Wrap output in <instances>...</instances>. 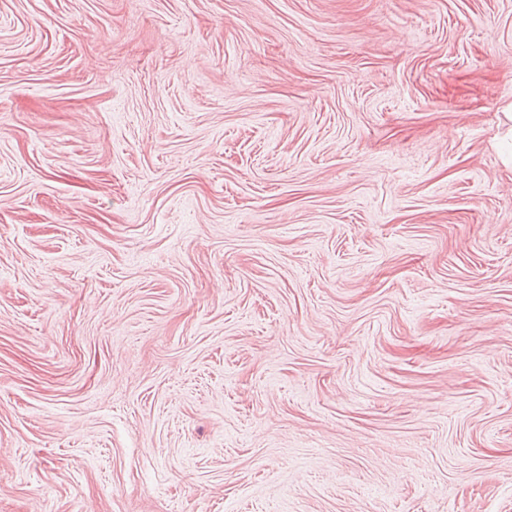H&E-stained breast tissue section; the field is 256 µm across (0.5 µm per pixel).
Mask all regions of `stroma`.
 <instances>
[{"mask_svg":"<svg viewBox=\"0 0 512 512\" xmlns=\"http://www.w3.org/2000/svg\"><path fill=\"white\" fill-rule=\"evenodd\" d=\"M512 0H0V512H512Z\"/></svg>","mask_w":512,"mask_h":512,"instance_id":"stroma-1","label":"stroma"}]
</instances>
